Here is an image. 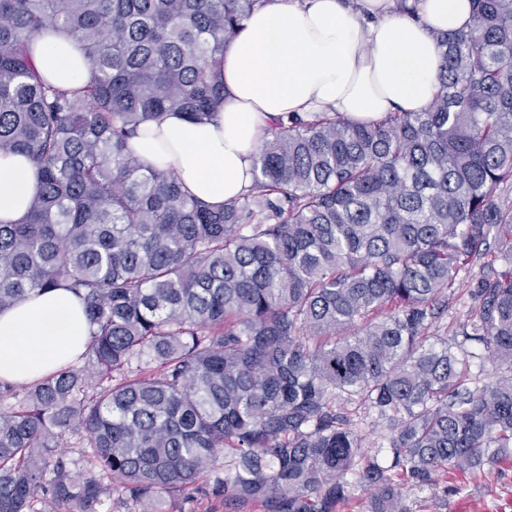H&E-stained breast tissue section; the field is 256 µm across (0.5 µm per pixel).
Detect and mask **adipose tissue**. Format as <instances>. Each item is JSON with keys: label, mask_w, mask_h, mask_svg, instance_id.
Returning a JSON list of instances; mask_svg holds the SVG:
<instances>
[{"label": "adipose tissue", "mask_w": 512, "mask_h": 512, "mask_svg": "<svg viewBox=\"0 0 512 512\" xmlns=\"http://www.w3.org/2000/svg\"><path fill=\"white\" fill-rule=\"evenodd\" d=\"M418 18L394 0H266L225 48V99L213 119L170 112L148 122L131 147L174 174L200 200L222 207L252 184L254 156L273 117L337 112L353 122L426 108L437 92L440 54L434 35L469 24L471 0H420ZM35 62L53 86L89 77L82 50L48 29ZM38 190L34 164L0 153V222L24 220ZM89 325L79 298L64 288L31 294L0 312V379L25 384L84 351Z\"/></svg>", "instance_id": "obj_1"}]
</instances>
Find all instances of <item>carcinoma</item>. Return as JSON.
I'll list each match as a JSON object with an SVG mask.
<instances>
[{
    "label": "carcinoma",
    "mask_w": 512,
    "mask_h": 512,
    "mask_svg": "<svg viewBox=\"0 0 512 512\" xmlns=\"http://www.w3.org/2000/svg\"><path fill=\"white\" fill-rule=\"evenodd\" d=\"M266 0H0V152L40 187L0 223V311L32 292L82 300L80 359L0 380V512H159L204 476L224 505L407 512L406 484L512 456V0H471L434 35L432 103L366 124L287 113L252 185L216 209L129 149L168 112L211 118L224 46ZM52 24L84 50L77 89L38 72ZM479 263L453 341L432 329ZM387 423L384 457L344 402ZM75 436L91 470L56 454Z\"/></svg>",
    "instance_id": "obj_1"
}]
</instances>
